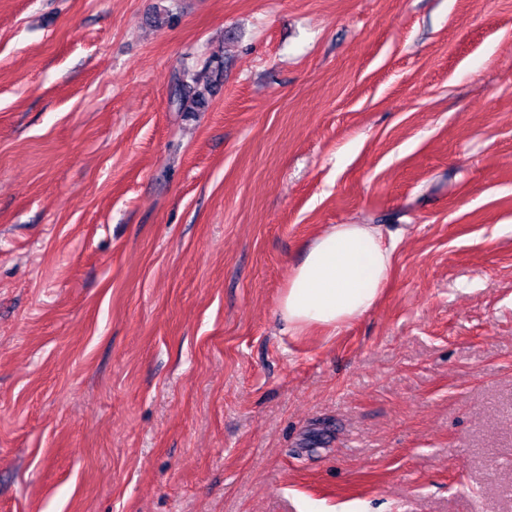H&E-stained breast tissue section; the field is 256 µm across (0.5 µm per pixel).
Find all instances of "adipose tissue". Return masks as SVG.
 I'll use <instances>...</instances> for the list:
<instances>
[{
	"instance_id": "1",
	"label": "adipose tissue",
	"mask_w": 512,
	"mask_h": 512,
	"mask_svg": "<svg viewBox=\"0 0 512 512\" xmlns=\"http://www.w3.org/2000/svg\"><path fill=\"white\" fill-rule=\"evenodd\" d=\"M399 233L377 224H334L311 243L279 300L289 331H339L369 313L392 268Z\"/></svg>"
}]
</instances>
